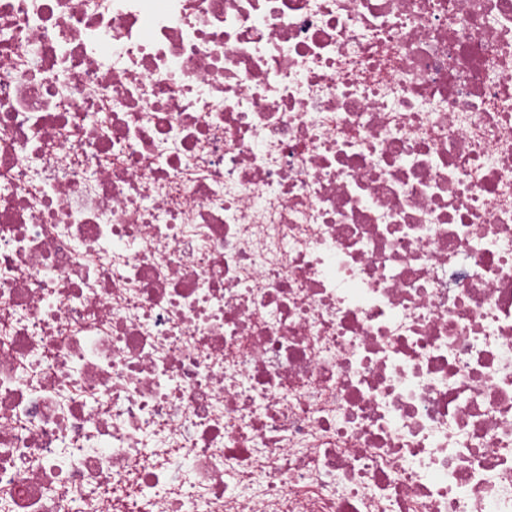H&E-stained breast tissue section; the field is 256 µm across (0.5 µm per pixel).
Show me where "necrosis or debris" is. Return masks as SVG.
Masks as SVG:
<instances>
[{"mask_svg": "<svg viewBox=\"0 0 512 512\" xmlns=\"http://www.w3.org/2000/svg\"><path fill=\"white\" fill-rule=\"evenodd\" d=\"M0 512H512V0H0Z\"/></svg>", "mask_w": 512, "mask_h": 512, "instance_id": "necrosis-or-debris-1", "label": "necrosis or debris"}]
</instances>
